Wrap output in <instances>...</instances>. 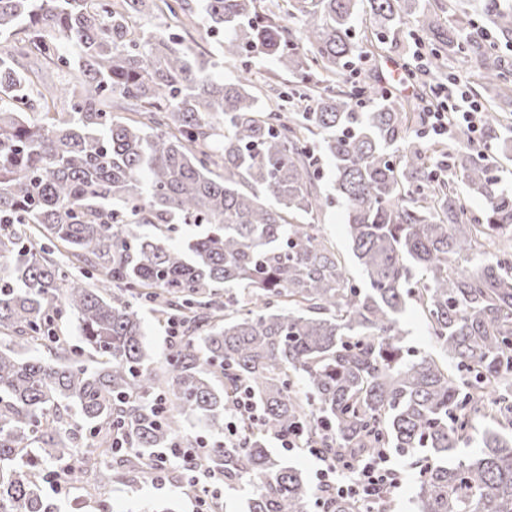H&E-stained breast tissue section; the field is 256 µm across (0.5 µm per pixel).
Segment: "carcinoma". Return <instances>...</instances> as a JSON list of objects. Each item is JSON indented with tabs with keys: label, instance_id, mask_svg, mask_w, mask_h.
I'll use <instances>...</instances> for the list:
<instances>
[{
	"label": "carcinoma",
	"instance_id": "carcinoma-1",
	"mask_svg": "<svg viewBox=\"0 0 512 512\" xmlns=\"http://www.w3.org/2000/svg\"><path fill=\"white\" fill-rule=\"evenodd\" d=\"M277 8L202 0L207 31L224 33L214 60L186 42L190 0H0V339L50 352L0 344V512H55L52 478L93 469L112 483L114 428L128 465L151 474L147 450L194 443L185 418L224 428L242 387L259 418L213 444L204 467L257 481L247 512H307L315 498L323 512H390L385 492L374 504L312 493L266 447L291 431L350 463L376 448L414 453L416 512H512V439L500 434L512 428V192L477 147L449 153L420 131L431 88L455 80L446 61L462 57L485 93L482 141L512 151L500 138L512 69L499 54L512 5L480 4L487 29L445 25L420 0ZM156 12L162 25L141 23ZM361 14L377 37L412 22L414 44L429 43L410 73L429 77L416 102L378 79L348 83ZM247 51L278 63L268 88L295 79L280 103L217 73ZM296 96L302 112L286 107ZM313 143L334 166L335 197L318 186ZM473 198L481 222L465 218ZM337 204L362 288L313 223ZM185 226L196 233L171 245ZM33 234L51 246H26ZM464 256L475 264H456ZM82 266L94 274L73 275ZM410 301L447 362L402 344ZM143 303L182 328L160 364ZM65 315L79 347L60 335ZM73 408L93 428L88 448ZM476 418L482 448L460 458Z\"/></svg>",
	"mask_w": 512,
	"mask_h": 512
}]
</instances>
